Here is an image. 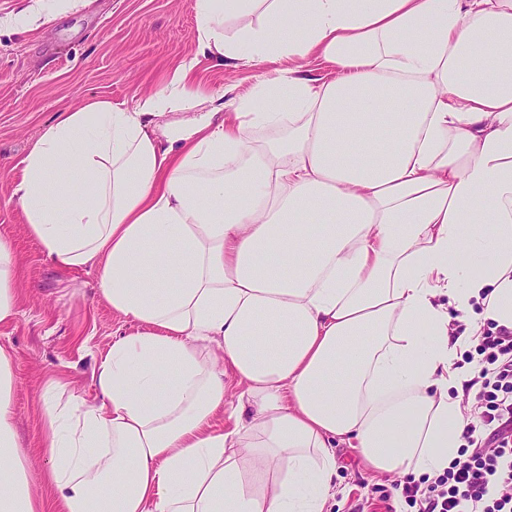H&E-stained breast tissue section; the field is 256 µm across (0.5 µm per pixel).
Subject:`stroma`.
<instances>
[{
    "mask_svg": "<svg viewBox=\"0 0 512 512\" xmlns=\"http://www.w3.org/2000/svg\"><path fill=\"white\" fill-rule=\"evenodd\" d=\"M192 0H89L51 23L0 34V238L17 262L18 315L0 324V345L13 362L15 429L37 496L49 497L42 399L91 397L97 367L115 336L137 331L99 292L96 269L62 270L45 260L29 235L11 188L22 162L59 112L88 99L131 108L137 96L161 89L179 65L196 60V82L227 98L245 95L265 74L289 67L288 59L227 68L196 59ZM336 497L327 512H416L394 488L399 475L368 467L348 445L336 450Z\"/></svg>",
    "mask_w": 512,
    "mask_h": 512,
    "instance_id": "1",
    "label": "stroma"
}]
</instances>
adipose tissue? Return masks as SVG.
<instances>
[{"label":"adipose tissue","instance_id":"obj_1","mask_svg":"<svg viewBox=\"0 0 512 512\" xmlns=\"http://www.w3.org/2000/svg\"><path fill=\"white\" fill-rule=\"evenodd\" d=\"M65 7L32 0L0 30ZM192 8L199 55L289 68L229 104L192 60L133 108L89 99L12 187L46 259L97 269L141 326L101 360L99 397L45 403L54 512H324L338 443L383 472L443 471L474 376L461 355L487 323L512 328V0ZM11 361L0 345V512H46Z\"/></svg>","mask_w":512,"mask_h":512}]
</instances>
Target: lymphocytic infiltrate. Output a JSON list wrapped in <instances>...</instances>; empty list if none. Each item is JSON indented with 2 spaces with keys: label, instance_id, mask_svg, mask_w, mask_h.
<instances>
[{
  "label": "lymphocytic infiltrate",
  "instance_id": "lymphocytic-infiltrate-1",
  "mask_svg": "<svg viewBox=\"0 0 512 512\" xmlns=\"http://www.w3.org/2000/svg\"><path fill=\"white\" fill-rule=\"evenodd\" d=\"M465 362L476 365L464 392L478 411L447 469L427 484L400 490L418 512H512V329L484 328Z\"/></svg>",
  "mask_w": 512,
  "mask_h": 512
}]
</instances>
